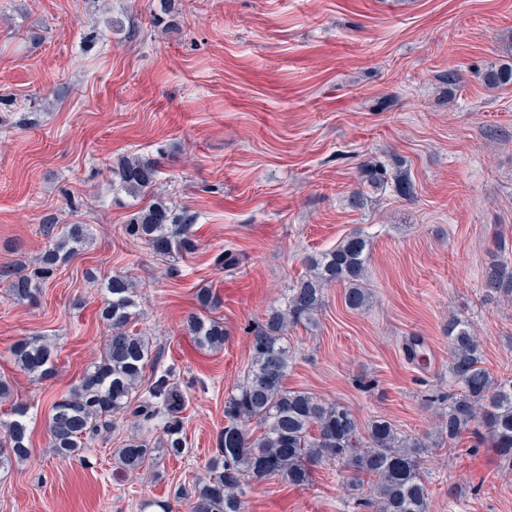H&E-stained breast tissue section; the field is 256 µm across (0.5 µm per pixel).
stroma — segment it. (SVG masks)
<instances>
[{"label": "stroma", "mask_w": 512, "mask_h": 512, "mask_svg": "<svg viewBox=\"0 0 512 512\" xmlns=\"http://www.w3.org/2000/svg\"><path fill=\"white\" fill-rule=\"evenodd\" d=\"M0 0V376L29 410L31 456L0 472V512H141L147 500L192 512L176 488L204 476L224 426V399L251 363L249 329L281 306L319 256L367 236L363 311L331 286L313 323L288 330V388L427 436L429 512H512V463L442 437L429 394L452 390L448 322L466 321L485 366L512 379V296L483 288L499 242L512 246V85L490 66L512 58V0ZM121 19L122 30L108 28ZM455 73L456 84L446 76ZM155 160L151 195L112 189L126 157ZM406 173L364 189L362 167ZM366 190L361 207L352 195ZM158 195L196 217L193 254L161 257L122 230ZM85 224L89 241L33 301L6 271L31 266L42 224ZM238 254L228 273L214 259ZM136 286L137 330L178 364L186 446L161 470L128 473L115 451L143 430L131 416L83 459L56 456L48 420L109 334L99 316L113 274ZM209 288L217 307L201 308ZM223 322L221 351L200 348L190 316ZM44 339L52 374L20 370L10 349ZM423 340L426 365L409 361ZM337 464L309 485L250 484L244 512H351Z\"/></svg>", "instance_id": "35a3bbf8"}]
</instances>
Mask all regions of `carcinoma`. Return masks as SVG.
Segmentation results:
<instances>
[{
	"mask_svg": "<svg viewBox=\"0 0 512 512\" xmlns=\"http://www.w3.org/2000/svg\"><path fill=\"white\" fill-rule=\"evenodd\" d=\"M491 88L512 84V64L491 66L483 74ZM157 166L148 159L132 158L119 164L117 190L130 196L151 191ZM194 216L161 199L133 214L123 232L144 242L156 254L192 253L197 244ZM49 247L30 269L9 281L18 301H32L38 286L56 273L89 238L87 225L71 224L66 233L53 234L44 225ZM368 239L346 236L324 252L289 289L286 301L268 319L250 329L251 363L242 384L224 398V428L204 478L181 485L175 497L194 501V512H243L242 497L249 483L278 477L291 486L312 480V467L323 461L343 465L356 509L369 512H428L429 492L422 464L426 438L403 436L387 420L375 419L361 430L347 408L326 405L308 392L286 386L292 359L285 337L288 327L308 323L324 305V290L344 288V304L353 311L369 306L364 286ZM485 286L512 295V256L499 245V259L491 265ZM101 317L109 326L103 353L84 372L71 391L52 403L48 424L50 447L62 457L82 455L100 436L112 430L118 416L129 414L147 432H160L159 447L166 455L183 454L185 407L174 365L160 364L159 352L149 338L130 328L136 316V288L127 276L114 274L105 286ZM191 330L198 345L210 350L224 346V323L195 316ZM450 373L457 392H436L428 399L441 422V431L453 444L465 431L487 443L496 455L512 462V381L499 382L484 367L481 345L470 327L460 320L448 322ZM15 364L26 373L44 378L50 372L51 349L39 337L18 341L12 348ZM13 418L0 420L6 439L0 442V470L30 454L26 409L13 405ZM256 423L257 429L251 428ZM122 468L138 472L161 456L147 439L133 437L116 451ZM370 483V496L358 491Z\"/></svg>",
	"mask_w": 512,
	"mask_h": 512,
	"instance_id": "obj_1",
	"label": "carcinoma"
}]
</instances>
